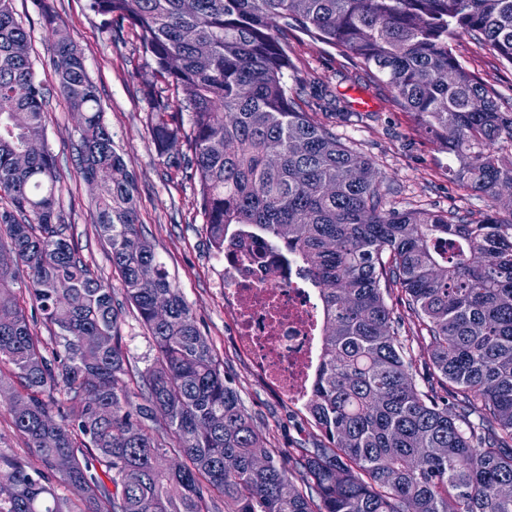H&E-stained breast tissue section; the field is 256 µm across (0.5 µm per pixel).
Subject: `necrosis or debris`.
I'll return each instance as SVG.
<instances>
[{"label":"necrosis or debris","mask_w":512,"mask_h":512,"mask_svg":"<svg viewBox=\"0 0 512 512\" xmlns=\"http://www.w3.org/2000/svg\"><path fill=\"white\" fill-rule=\"evenodd\" d=\"M258 243L224 256V313L239 349L276 393L293 405L312 398L320 364L324 309L300 262L280 266L274 250L252 262Z\"/></svg>","instance_id":"4bbe7bcc"}]
</instances>
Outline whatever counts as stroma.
Segmentation results:
<instances>
[{"label": "stroma", "instance_id": "1", "mask_svg": "<svg viewBox=\"0 0 512 512\" xmlns=\"http://www.w3.org/2000/svg\"><path fill=\"white\" fill-rule=\"evenodd\" d=\"M48 3L82 51L88 75L98 89L104 121L136 173L138 222L216 359L234 379L258 434L282 456L296 448L312 447L318 431L306 409L289 404L268 386L238 349L224 321L223 263L209 246L203 217L196 208L194 182L164 164L147 129L143 87L153 80L152 67L142 56L133 29L108 26L104 16L89 9L88 0ZM13 7L31 35L36 77L48 90L44 109L47 145L65 180L58 208L82 258L111 288L115 299H122V283L112 266L110 249L91 220L95 191L76 172L73 146L79 138L80 117L61 94L49 62L53 33L43 22L37 0H13ZM288 49L302 78L298 93L303 109L385 173L389 205L453 209L470 220L483 219L487 199L454 181L450 155L411 113L394 102L390 87L376 72L365 68L352 53L299 33L289 35ZM455 51L504 106H512V67L501 66L465 37L456 42ZM361 97L369 100V107L357 106ZM119 333L129 356L125 382L137 394L156 350L133 307L125 308Z\"/></svg>", "mask_w": 512, "mask_h": 512}]
</instances>
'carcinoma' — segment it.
<instances>
[{
    "label": "carcinoma",
    "instance_id": "1",
    "mask_svg": "<svg viewBox=\"0 0 512 512\" xmlns=\"http://www.w3.org/2000/svg\"><path fill=\"white\" fill-rule=\"evenodd\" d=\"M126 21L163 87L146 85L148 127L168 166L193 170L211 248L247 237L298 257L325 324L307 406L322 440L283 461L255 430L234 380L138 224L130 162L66 29L50 63L82 124L80 177L95 185L107 242L157 356L142 402L127 389L122 307L56 211L63 175L48 149L46 92L13 0H0V368L10 415L39 466L0 453V512H512V111L454 52L463 36L512 66V0H90ZM354 53L453 155L452 175L493 202L479 222L389 208L384 175L300 110L284 36ZM188 114L184 126L182 114ZM185 142L187 152L172 148ZM443 238L455 249L443 255ZM25 289L55 347L14 285ZM429 340L420 377L392 287ZM97 336L94 347L83 336ZM444 393L434 390L433 382ZM79 503L58 497L49 477Z\"/></svg>",
    "mask_w": 512,
    "mask_h": 512
}]
</instances>
